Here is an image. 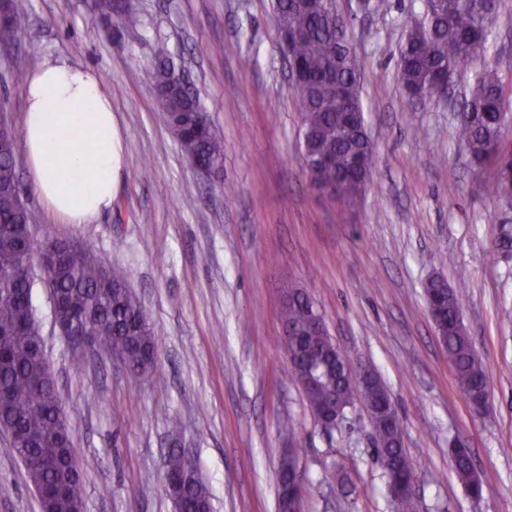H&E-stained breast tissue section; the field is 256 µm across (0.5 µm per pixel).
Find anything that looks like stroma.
I'll return each instance as SVG.
<instances>
[{
	"mask_svg": "<svg viewBox=\"0 0 512 512\" xmlns=\"http://www.w3.org/2000/svg\"><path fill=\"white\" fill-rule=\"evenodd\" d=\"M15 2L27 24L0 52V116L21 128L16 69L67 56L100 72L125 155L111 209L92 224H61L17 154L34 240H75L125 277L166 380L158 386L104 351L75 350L36 280L35 317L75 452L95 462L85 512H175L163 462L176 442L207 485L212 512H277L287 449L305 477V512H393L366 409L353 402L341 425L322 429L288 371L287 284L387 387L419 465L417 512H512V250L503 245L512 223L481 193L494 171L471 164L456 112L412 101L398 79V48L424 0H383L368 16L337 0L364 62L360 98L375 145L371 180L351 210L310 184L271 0H131L117 27L109 0ZM216 44L223 53H213ZM161 45L185 67L224 141L219 177L190 167L158 109L149 71ZM503 53L512 55V0H501L485 51L457 75L456 91ZM436 275L462 292L464 323L489 372L485 415L460 392L436 336L424 299ZM456 445L471 451L480 498L454 473ZM0 512H40L1 433Z\"/></svg>",
	"mask_w": 512,
	"mask_h": 512,
	"instance_id": "35a3bbf8",
	"label": "stroma"
}]
</instances>
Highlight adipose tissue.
<instances>
[{"label":"adipose tissue","instance_id":"1","mask_svg":"<svg viewBox=\"0 0 512 512\" xmlns=\"http://www.w3.org/2000/svg\"><path fill=\"white\" fill-rule=\"evenodd\" d=\"M22 148L32 185L65 224H91L112 205L122 168V141L112 97L96 70L68 58L28 76ZM96 150L87 153L84 142Z\"/></svg>","mask_w":512,"mask_h":512}]
</instances>
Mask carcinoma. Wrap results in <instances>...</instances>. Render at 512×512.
Masks as SVG:
<instances>
[{"label": "carcinoma", "mask_w": 512, "mask_h": 512, "mask_svg": "<svg viewBox=\"0 0 512 512\" xmlns=\"http://www.w3.org/2000/svg\"><path fill=\"white\" fill-rule=\"evenodd\" d=\"M429 12L410 25L399 49L398 78L412 94L425 99L442 95L439 73L456 71L480 56L484 34L498 8V0H425ZM274 20L281 30L300 31L292 62L304 84L295 89L301 116V148L312 158L327 154L332 162L308 169L314 186H332L343 207L360 199L359 188L372 175L374 147L366 129L359 86L361 60L348 46V21L337 10L336 0H273ZM10 18L0 24V46L13 43L25 22L16 4H8ZM512 72V56H499L484 66L470 87L456 128V136L469 148L477 167L494 166L493 182L485 194L498 202H512V148L504 140L501 114L512 109L502 74ZM151 77L168 94L167 122L178 130L177 141L191 163L221 172L224 142L212 130L201 102L179 86L175 67L164 47ZM17 132L0 123V426L16 427L29 443L15 448L19 457L43 461L25 467L36 489L41 512H83V474L90 462L81 461L73 448L66 414L50 368L37 358L42 336L33 310V281L26 276L28 263L48 265L44 278L51 294L62 298L63 315L73 336H96L95 346L123 356L130 374H155L154 331L133 291L113 279L112 270L93 253L68 239L38 247L22 248V228L27 213L13 192L16 174ZM283 323L294 333L293 359L288 369L300 384L304 364L324 365L319 387L304 396L311 412L336 400L347 408L358 398L375 403L379 385L351 390L347 378L353 369L341 358H331L321 347L322 337L305 335L310 312L308 296L290 287ZM448 335L443 341L458 388L478 400L489 393V373L475 350L461 313L459 292L448 289ZM372 426L378 433V453L387 474L414 480L418 472L401 444L399 417L373 410ZM453 469L457 479L475 495L482 482L468 451L456 448ZM164 488L182 503L183 512H210L208 488L196 472L182 468L178 448L164 463Z\"/></svg>", "instance_id": "1"}]
</instances>
